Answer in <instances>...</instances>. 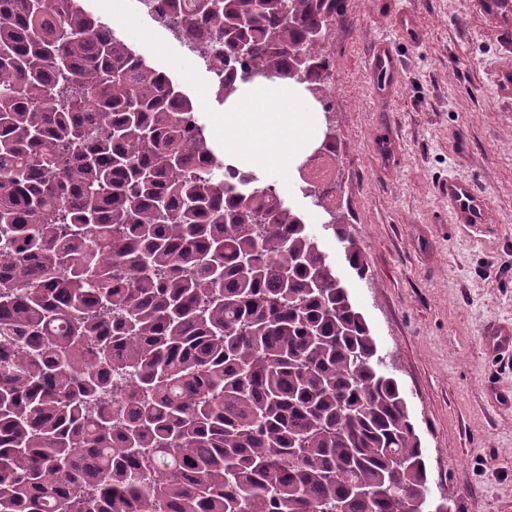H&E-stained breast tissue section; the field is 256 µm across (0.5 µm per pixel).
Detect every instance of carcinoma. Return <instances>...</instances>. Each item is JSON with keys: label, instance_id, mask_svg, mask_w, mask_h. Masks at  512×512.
I'll return each mask as SVG.
<instances>
[{"label": "carcinoma", "instance_id": "obj_1", "mask_svg": "<svg viewBox=\"0 0 512 512\" xmlns=\"http://www.w3.org/2000/svg\"><path fill=\"white\" fill-rule=\"evenodd\" d=\"M162 2L216 97L288 78L328 112L342 0ZM381 365L304 213L167 74L82 0H0V512H420Z\"/></svg>", "mask_w": 512, "mask_h": 512}]
</instances>
